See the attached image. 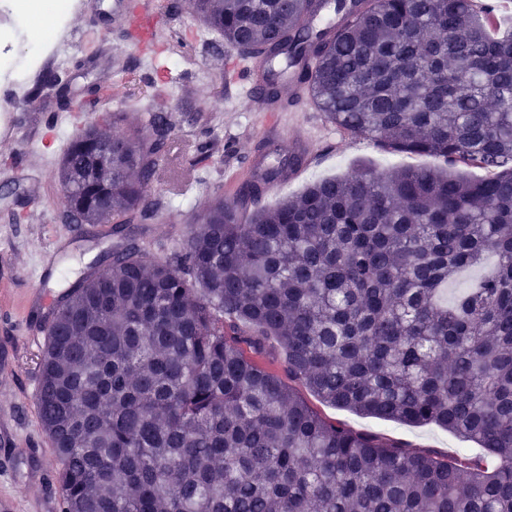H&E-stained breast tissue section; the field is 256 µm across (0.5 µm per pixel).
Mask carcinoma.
I'll use <instances>...</instances> for the list:
<instances>
[{
  "instance_id": "cac0c4a2",
  "label": "carcinoma",
  "mask_w": 512,
  "mask_h": 512,
  "mask_svg": "<svg viewBox=\"0 0 512 512\" xmlns=\"http://www.w3.org/2000/svg\"><path fill=\"white\" fill-rule=\"evenodd\" d=\"M302 105L442 169L321 179L274 208L216 199L173 254L133 239L47 315L35 405L61 512H512V30L476 0H192ZM98 115L58 171L66 224H150L172 113ZM112 141V159L98 142ZM459 162L487 172L472 179ZM466 270L479 276L448 294ZM284 355L288 379L266 361ZM435 424L453 461L329 421Z\"/></svg>"
}]
</instances>
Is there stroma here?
<instances>
[{
	"label": "stroma",
	"mask_w": 512,
	"mask_h": 512,
	"mask_svg": "<svg viewBox=\"0 0 512 512\" xmlns=\"http://www.w3.org/2000/svg\"><path fill=\"white\" fill-rule=\"evenodd\" d=\"M52 48L22 81L23 97L11 110L20 129L17 138L0 139V500L12 502L10 512H60L54 475L59 461L40 424L35 393L45 335L36 324L33 294H41L43 309L80 278L103 252L115 248L119 237L108 224H64L59 219L58 161L49 159L47 141L67 146L92 116L84 110L83 91L97 85L111 88L100 111L120 112L124 120L117 133L146 125L147 104L166 107L176 116L163 161L164 175L151 193L163 204V215L151 224H134L131 234L153 258L163 259L187 236L194 217L215 198L225 195L234 174L255 161L264 141L285 148L290 138L316 136L320 157L300 179L272 184L265 205H276L302 192L318 179L343 176L365 166L379 171L439 167L443 161L417 153L385 150L352 136L311 109L290 125L284 112H258L246 99L243 63L236 51L216 52L220 36L207 32L192 15L189 0H162L176 4L177 12L161 27L155 44L170 71L155 76L147 51L129 39L124 27L112 20L113 0H76ZM69 79L70 108L60 113L53 93L30 102L27 93L48 70ZM208 161L193 165L199 152ZM193 190H185V181ZM327 419L354 431L435 449L442 457L478 454V446L434 425L413 427L394 421L363 417L343 409L318 405Z\"/></svg>",
	"instance_id": "35a3bbf8"
}]
</instances>
